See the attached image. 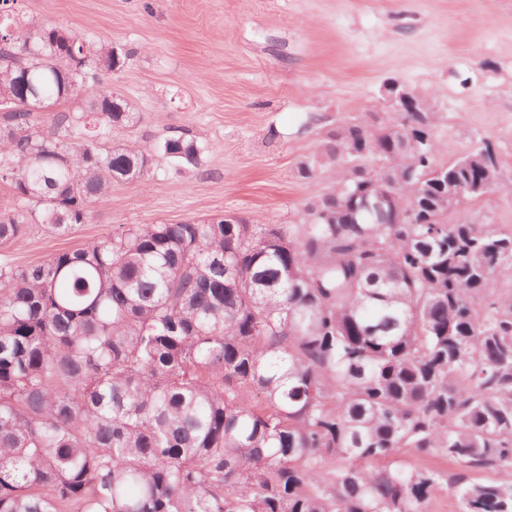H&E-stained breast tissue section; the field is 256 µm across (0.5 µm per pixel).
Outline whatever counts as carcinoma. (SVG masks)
Returning a JSON list of instances; mask_svg holds the SVG:
<instances>
[{"instance_id": "1", "label": "carcinoma", "mask_w": 512, "mask_h": 512, "mask_svg": "<svg viewBox=\"0 0 512 512\" xmlns=\"http://www.w3.org/2000/svg\"><path fill=\"white\" fill-rule=\"evenodd\" d=\"M0 0V244L87 222L158 151L99 74L135 55ZM88 89L42 127L29 104ZM372 112L299 176L336 186L299 224H121L47 260L0 263V512H429L438 471L407 449L508 477L448 484L460 512H512V229L457 217L496 187L474 147L440 158L438 115ZM82 139L69 143L72 127ZM414 212L417 224L402 216Z\"/></svg>"}]
</instances>
